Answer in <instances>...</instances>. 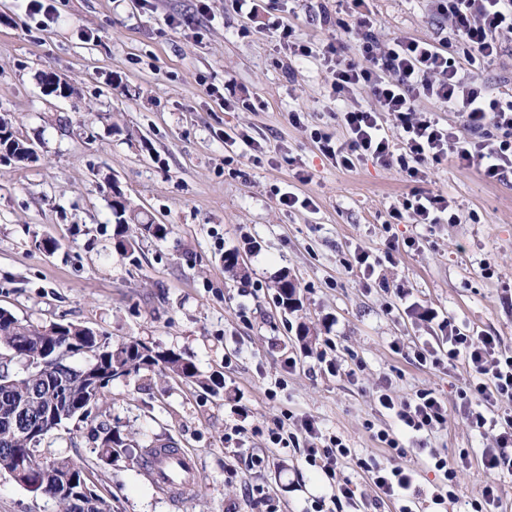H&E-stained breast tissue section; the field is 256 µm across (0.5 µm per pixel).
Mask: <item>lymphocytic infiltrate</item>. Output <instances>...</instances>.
Returning <instances> with one entry per match:
<instances>
[{
	"mask_svg": "<svg viewBox=\"0 0 512 512\" xmlns=\"http://www.w3.org/2000/svg\"><path fill=\"white\" fill-rule=\"evenodd\" d=\"M356 9L353 24L337 20L338 28L352 26L358 40L361 59L344 56L343 43H327L319 48L293 42V29L280 20L266 23L265 29L291 53L307 58L321 55L331 74L330 88L337 100L360 87L368 88L377 108L356 107L342 114L344 140L334 139L323 129H309L311 140L336 166L350 168L355 160L369 158L377 164H398L413 187L401 207L392 208L390 216L403 221L413 215L420 224H436L440 219L456 223L451 198L444 193L423 189L428 165L442 158H452L462 169L480 165L486 181L496 182L512 173V96H493L463 75L465 65L476 59H491L500 47V31H512V0H435L437 11L448 26L460 51H447L433 43L409 38L381 48L375 34V20L365 10V0H352ZM446 105L461 119V126L442 124L417 108L420 99ZM393 117L397 136H389L380 120L381 113ZM448 333V351L438 356L436 350L421 346L415 352L419 365L439 367L442 361H464L469 379L459 395L468 407L471 427L492 435L493 447L483 449L480 465L495 479L483 483L472 498L471 512H498L501 482L512 479V355L499 350L497 337L462 329L454 318L443 319ZM379 410L390 414L395 430H378L377 440L391 455L404 456V437L439 429L448 423V407L430 389H420L400 398L388 387L374 396ZM301 427L310 437L308 448H301L305 462L321 470L328 480L337 481L338 492L330 498L326 512H342L356 504V489L351 480H338L337 474L347 461L369 470L374 486L389 500L398 502L399 512H415L419 505V473L405 466H368L341 436L323 435L312 419Z\"/></svg>",
	"mask_w": 512,
	"mask_h": 512,
	"instance_id": "obj_1",
	"label": "lymphocytic infiltrate"
}]
</instances>
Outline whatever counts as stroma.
Returning a JSON list of instances; mask_svg holds the SVG:
<instances>
[{
	"label": "stroma",
	"mask_w": 512,
	"mask_h": 512,
	"mask_svg": "<svg viewBox=\"0 0 512 512\" xmlns=\"http://www.w3.org/2000/svg\"><path fill=\"white\" fill-rule=\"evenodd\" d=\"M55 0V22L29 15L27 0H0V118L38 150L20 163L0 152V308L21 323H74L113 344L140 341L191 361L220 393L144 371L113 381L89 418L65 421L41 445L44 453L92 462L91 478L109 493L112 512H257L248 491L263 490L276 512H313L334 489L294 450L267 433L285 416L314 418L343 436L359 457L389 465L374 437L390 417L373 400L434 390L448 405L444 428L422 433L400 462L419 469L423 499L439 484L425 467L428 451L460 465L456 499L440 512H467L489 474L479 466L491 436L473 430L458 389L464 362L423 367L413 351H446L439 321L499 337L512 355V173L488 182L479 167L444 159L428 165L427 189L455 203V224L405 221L395 264L377 268L385 287L364 286L344 263L355 250L381 254L390 210L410 192L398 166L356 160L330 164L303 131L344 134L330 73L321 58L296 61L260 25L281 17L300 44L343 39L358 57L355 34L334 19H353L351 0H255L246 19L226 0ZM382 45L415 37L447 47V20L433 0H366ZM250 36H239L246 24ZM499 55L464 69L493 95L512 94V33L498 36ZM56 70L72 87L46 94L39 76ZM301 114V126L288 119ZM247 132L256 149H226L224 135ZM309 181L294 178L296 170ZM118 182L147 220L168 225L158 239L133 230L134 255L116 250L110 184ZM313 208L287 210L286 188ZM42 240L52 252L38 249ZM236 252L244 274L224 268ZM490 263L493 277L482 274ZM288 274L299 308L279 306L274 283ZM308 338H301L300 327ZM401 353H393L392 342ZM341 373L317 357L327 345ZM355 378H348L347 370ZM118 429L130 446L112 463L97 461L91 430ZM245 428L238 439L236 428ZM169 440L194 459L197 490L175 500L141 466L145 448ZM263 467L226 464L237 449ZM0 473V512H57Z\"/></svg>",
	"instance_id": "35a3bbf8"
}]
</instances>
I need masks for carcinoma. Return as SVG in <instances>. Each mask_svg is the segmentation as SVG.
<instances>
[{
    "label": "carcinoma",
    "instance_id": "obj_1",
    "mask_svg": "<svg viewBox=\"0 0 512 512\" xmlns=\"http://www.w3.org/2000/svg\"><path fill=\"white\" fill-rule=\"evenodd\" d=\"M140 212L134 208L130 201H123L122 208L112 213L115 224V235L117 240H126L129 250H134L133 242L129 239L130 225L138 224L149 234L163 239L170 229L165 224H145L139 218ZM286 276H281L275 282L278 304L286 311L293 310L295 303L296 288H283ZM18 344L17 351L0 353V472L9 474L17 467V460L21 459L29 463L28 479L32 482L38 481L39 466L42 462L54 460L67 469V476L73 482L68 487V492L61 494L55 501L59 512H73L71 496L76 492H87V494L103 503V507H93L89 512H107L111 503L104 493L91 484L89 472L91 465L84 460H74L64 456H45L40 448L41 442L33 443L24 437L13 432L12 423L7 420L8 415L32 393L42 397L40 406L45 409H53L56 412L57 424H52L46 429L51 433L67 420H71L79 413L75 411V403L87 402L95 407L100 406L106 397V391L94 395L86 390L85 383L80 374V368L70 363L65 367L57 368L52 372L41 371L34 367L43 358L44 340L40 330L30 328L21 324L14 316L0 314V347ZM111 342L100 340L95 336H87L80 342L83 349V357L89 360L95 355L107 356ZM112 351V350H110ZM112 359L121 360L133 366L134 373L143 369L154 370L162 377L175 376L189 381H196L202 387L206 383L199 380V374L195 366L181 355L172 351H160L153 348L145 352L141 350V343L130 342L112 351ZM20 364L23 371L15 373L11 366ZM65 380L70 392L71 404L54 403L56 399L55 388L59 380ZM95 442L100 448L99 454L110 456L116 447L128 449V444L121 436V433L106 423H100L93 428Z\"/></svg>",
    "mask_w": 512,
    "mask_h": 512
}]
</instances>
